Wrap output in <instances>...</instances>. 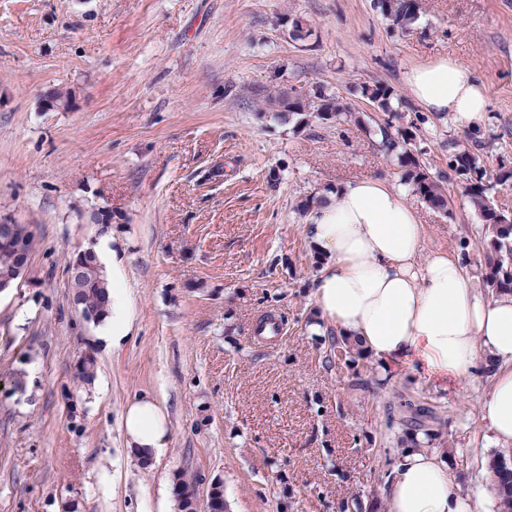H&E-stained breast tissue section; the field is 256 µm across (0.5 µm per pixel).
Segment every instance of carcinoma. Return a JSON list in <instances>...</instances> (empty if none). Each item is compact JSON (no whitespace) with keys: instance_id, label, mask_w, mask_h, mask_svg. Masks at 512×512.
<instances>
[{"instance_id":"carcinoma-1","label":"carcinoma","mask_w":512,"mask_h":512,"mask_svg":"<svg viewBox=\"0 0 512 512\" xmlns=\"http://www.w3.org/2000/svg\"><path fill=\"white\" fill-rule=\"evenodd\" d=\"M374 6L394 28L403 32L414 29L419 20L413 0H376ZM359 92L383 112L384 118L375 123V135L384 153L397 160L403 168L405 183L411 187L414 196L431 208L446 211L448 192L445 184L462 188L481 221L478 234L485 248L479 275L483 287L496 295L512 293V222L508 212L496 208L489 197L491 172L484 164L483 153L457 143L448 156V175L435 177L429 171V164L412 149L413 131L395 127V122L403 119V115L393 104L394 91L375 84L362 85ZM296 116L303 124L316 119H334L338 123L350 120L358 124L363 122V118L357 116L342 97L328 94L322 88L314 93L311 103L296 100L281 111V118L285 120ZM108 288L107 277L97 276L87 282L77 298L81 310L95 315L99 322L108 315ZM330 354L353 363L369 358L359 340L339 333L331 337ZM395 424L402 430L401 441L407 442L411 448L432 445L443 428L433 407L404 398L400 399L399 417L388 418V427ZM489 469L494 476L496 512H512V451L506 450L494 456L489 462ZM196 487L197 480L187 482L181 475L176 477L177 496L183 509L191 507Z\"/></svg>"}]
</instances>
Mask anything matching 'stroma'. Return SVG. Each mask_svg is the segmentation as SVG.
<instances>
[{
  "mask_svg": "<svg viewBox=\"0 0 512 512\" xmlns=\"http://www.w3.org/2000/svg\"><path fill=\"white\" fill-rule=\"evenodd\" d=\"M419 5L401 33L374 0H0V221L41 234L27 278L0 293V512H159L178 473L220 479L228 512H337L354 497L367 508L397 464L386 421L402 394L435 406V447L482 484L488 377L329 358L336 328L316 312L321 257L298 201L360 176L399 185L402 169L365 125L297 127L264 101L322 88L367 113L352 88L380 81L407 100L433 173L470 139L486 143L488 168L512 169V0ZM295 18L309 39L289 37ZM440 57L479 73L490 111L477 127L410 101L407 71ZM94 207L112 214L127 289L117 347L69 303L65 259L100 239ZM419 211L426 249L468 254L475 275L468 199ZM89 348L97 375L73 410L65 396ZM371 374L388 384L354 388ZM143 394L171 430L147 461L122 427Z\"/></svg>",
  "mask_w": 512,
  "mask_h": 512,
  "instance_id": "obj_1",
  "label": "stroma"
}]
</instances>
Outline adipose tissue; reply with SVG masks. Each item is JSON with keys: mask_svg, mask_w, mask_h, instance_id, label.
<instances>
[{"mask_svg": "<svg viewBox=\"0 0 512 512\" xmlns=\"http://www.w3.org/2000/svg\"><path fill=\"white\" fill-rule=\"evenodd\" d=\"M405 81L425 111L459 125L482 120L489 100L477 73L440 57ZM305 234L325 263L315 280L323 319L382 360H411L442 376L491 368L480 415L501 445L512 444V294L484 297L458 260L426 252L424 226L405 191L361 178L310 213ZM128 446L142 458L170 442L167 416L149 396L123 414ZM482 487L460 488L442 448L403 449L385 497L387 512H476Z\"/></svg>", "mask_w": 512, "mask_h": 512, "instance_id": "1", "label": "adipose tissue"}]
</instances>
